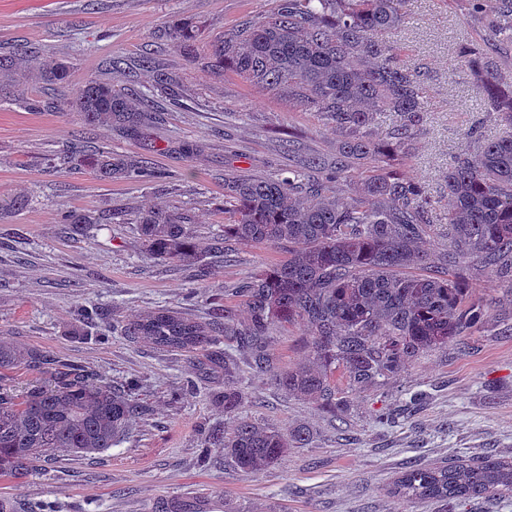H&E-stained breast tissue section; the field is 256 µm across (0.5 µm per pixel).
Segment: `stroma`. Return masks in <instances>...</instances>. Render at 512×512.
Segmentation results:
<instances>
[{
    "label": "stroma",
    "instance_id": "35a3bbf8",
    "mask_svg": "<svg viewBox=\"0 0 512 512\" xmlns=\"http://www.w3.org/2000/svg\"><path fill=\"white\" fill-rule=\"evenodd\" d=\"M272 0H0V49L18 55L0 77V331L47 359L94 373L116 388L136 382L143 412L111 449L66 453L35 463L25 477L0 476V500L13 512H444L442 503L391 494L410 465L512 457V293L490 269L469 287L483 300V323L420 358L379 388L350 393L352 411L332 421L312 403L277 388L239 352L247 399L242 413L287 431L307 428L311 442L260 473L237 470L208 445L224 426V374L205 352L195 357L121 335L115 318L161 309L205 322L215 306L235 305L227 287L283 259L276 247L235 243L201 267L154 261L142 248L137 214L160 204L188 211L200 239L224 228V173L275 176L303 160L336 156V135L315 112L289 106L267 87L232 71L212 74L170 42L167 29L185 19L198 54ZM391 38L419 64L429 110L408 158L391 167L426 186L433 205L430 249L448 232L444 177L463 134L478 127L494 140L511 128L487 112L474 80L454 70L459 42L479 44L499 70L512 72V42L490 37L471 0H408ZM65 60L72 82L95 76L149 96L158 122L137 137L88 125L57 106L60 90L44 82L46 64ZM170 81L158 83V74ZM41 100L40 110L26 107ZM294 151H287L286 140ZM204 144L187 156L178 146ZM133 155L157 179L103 180L90 165L98 152ZM112 215L108 224L69 233L64 211ZM92 319H85V311ZM303 325H286L268 352L277 369L301 364ZM424 399L411 415L381 413Z\"/></svg>",
    "mask_w": 512,
    "mask_h": 512
}]
</instances>
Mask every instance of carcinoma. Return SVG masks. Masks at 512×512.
<instances>
[{
  "mask_svg": "<svg viewBox=\"0 0 512 512\" xmlns=\"http://www.w3.org/2000/svg\"><path fill=\"white\" fill-rule=\"evenodd\" d=\"M407 0H274L258 19L216 40L205 67L228 66L239 76L283 92L298 107L319 113L338 136L336 176L346 177L349 159L366 160L360 192L324 195L306 160L272 179L224 174L223 234L202 247L184 214L155 206L136 223L146 254L161 262L192 265L203 254L225 252L231 241L282 249L283 261L251 275L227 293L241 298L245 317L226 307L207 323L162 310L121 322L134 339L186 353L224 341L211 361L224 364V417L234 427L210 444L224 449L236 467L256 473L275 465L291 448H305L310 435L282 431L239 417L246 394L239 367L227 349L251 351L256 369L271 372L288 393L331 416L347 409L336 386L342 372L348 388L375 387L407 370L423 355L441 351L467 335L486 315L468 286L469 272L496 268L512 273V134L486 141L476 128L448 166V238L445 249L421 247L431 214L425 185L383 166L407 157L427 111L416 66L399 61L401 49L385 39L404 21ZM489 18L492 36L512 41V0H475ZM174 46L195 59L188 22L170 27ZM458 69L473 76L489 110L512 126V76L493 66L474 43L459 44ZM69 66L55 61L42 72L52 84L69 83ZM64 105L87 124H103L136 136L152 122V100L87 77ZM384 112L395 121L377 139L372 128ZM90 164L106 178L146 180L151 173L124 155L99 153ZM73 233L96 223L89 214L64 213ZM307 327L309 364L274 369L266 354L272 330L285 324ZM26 364L40 374L47 361L33 350L0 337V370ZM140 407L100 380L55 374L48 385L22 395L0 392V475L18 478L38 461L61 453H103L117 442ZM391 493L408 500L431 499L447 512L475 500L512 494V459L485 456L444 466H409Z\"/></svg>",
  "mask_w": 512,
  "mask_h": 512,
  "instance_id": "carcinoma-1",
  "label": "carcinoma"
}]
</instances>
